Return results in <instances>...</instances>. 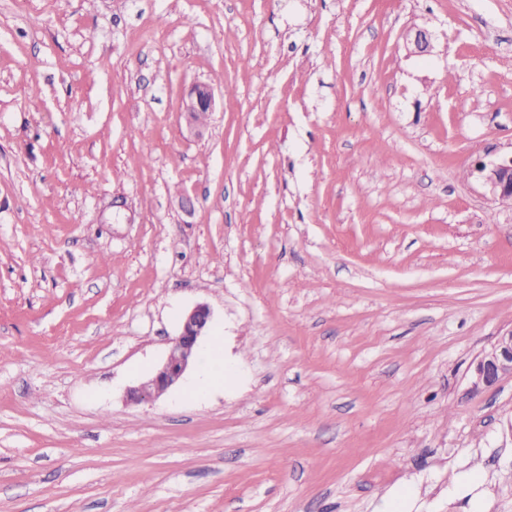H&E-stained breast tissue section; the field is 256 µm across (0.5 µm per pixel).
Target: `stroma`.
Returning a JSON list of instances; mask_svg holds the SVG:
<instances>
[{
  "instance_id": "obj_1",
  "label": "stroma",
  "mask_w": 512,
  "mask_h": 512,
  "mask_svg": "<svg viewBox=\"0 0 512 512\" xmlns=\"http://www.w3.org/2000/svg\"><path fill=\"white\" fill-rule=\"evenodd\" d=\"M511 155L512 0H0V512H512ZM202 105L206 106L208 110L213 108V93L208 85L197 84L188 93V98L184 106L188 125L190 129L196 131L197 134H200L203 129L200 123L204 124L208 117V112L205 109L199 112ZM476 171L494 200L512 204V155L498 161L478 162ZM212 312L208 305L198 304L181 320L179 334L172 339L166 358L145 381L129 389L130 399L151 401L175 388L195 360L196 346L210 328ZM512 376V328L497 336L492 348L474 365L472 382L476 389H490ZM223 336H212L211 343L205 354L204 367L198 381L187 387L188 396L197 395L204 387L224 385V379L232 375L231 369L224 364Z\"/></svg>"
}]
</instances>
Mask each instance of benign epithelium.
<instances>
[{
	"mask_svg": "<svg viewBox=\"0 0 512 512\" xmlns=\"http://www.w3.org/2000/svg\"><path fill=\"white\" fill-rule=\"evenodd\" d=\"M213 108V93L206 84L195 85L188 93L184 112L190 129L201 132L195 114L201 106ZM476 171L493 199L512 204V157L476 164ZM212 312L208 305L198 304L181 320L179 334L172 339L166 358L145 381L129 389L130 399L151 401L175 388L195 360L196 346L210 328ZM506 376H512V328L497 336L492 348L474 365L472 382L476 389H490Z\"/></svg>",
	"mask_w": 512,
	"mask_h": 512,
	"instance_id": "benign-epithelium-1",
	"label": "benign epithelium"
}]
</instances>
